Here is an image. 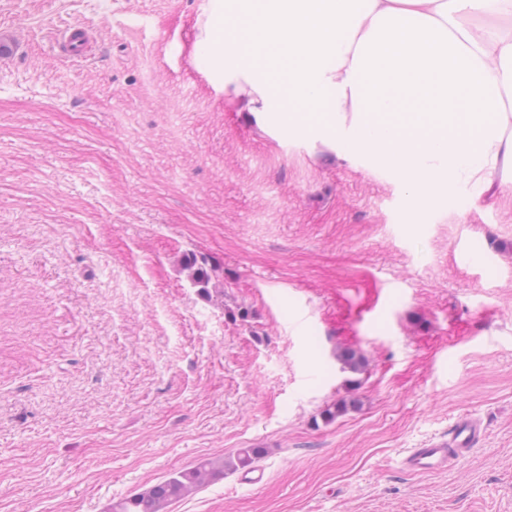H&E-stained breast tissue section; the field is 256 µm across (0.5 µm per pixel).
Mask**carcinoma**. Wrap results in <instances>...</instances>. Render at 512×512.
<instances>
[{"instance_id":"carcinoma-1","label":"carcinoma","mask_w":512,"mask_h":512,"mask_svg":"<svg viewBox=\"0 0 512 512\" xmlns=\"http://www.w3.org/2000/svg\"><path fill=\"white\" fill-rule=\"evenodd\" d=\"M184 270L188 272L193 285L201 288L204 293L208 292L212 275L204 262L195 255H189L184 259ZM336 359L342 365V369L351 373L359 374L365 371L366 359L356 350L339 352L336 354ZM261 455L259 448H242L234 458L228 461L204 459L191 469L179 471L142 492L112 503L111 512H167L173 502L224 475V471L248 468Z\"/></svg>"}]
</instances>
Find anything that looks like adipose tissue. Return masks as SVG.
<instances>
[{
    "label": "adipose tissue",
    "mask_w": 512,
    "mask_h": 512,
    "mask_svg": "<svg viewBox=\"0 0 512 512\" xmlns=\"http://www.w3.org/2000/svg\"><path fill=\"white\" fill-rule=\"evenodd\" d=\"M197 25L229 98L396 172L415 214L512 174V0H209Z\"/></svg>",
    "instance_id": "adipose-tissue-1"
}]
</instances>
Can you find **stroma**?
<instances>
[{
	"label": "stroma",
	"mask_w": 512,
	"mask_h": 512,
	"mask_svg": "<svg viewBox=\"0 0 512 512\" xmlns=\"http://www.w3.org/2000/svg\"><path fill=\"white\" fill-rule=\"evenodd\" d=\"M204 4L0 0V512H108L242 448L262 486L169 512H512V183L414 220L391 171L225 97ZM461 416L472 453L399 466ZM57 45L73 56H84L87 52L88 41L81 28L70 26L60 34ZM184 270L188 272V277L193 285L201 288L202 292L209 293L208 286L211 283L212 275L211 270L203 261H199L195 255H188L184 259Z\"/></svg>",
	"instance_id": "obj_1"
}]
</instances>
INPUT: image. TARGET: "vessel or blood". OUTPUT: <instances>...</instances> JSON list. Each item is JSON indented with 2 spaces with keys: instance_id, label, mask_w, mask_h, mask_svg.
I'll use <instances>...</instances> for the list:
<instances>
[{
  "instance_id": "1",
  "label": "vessel or blood",
  "mask_w": 512,
  "mask_h": 512,
  "mask_svg": "<svg viewBox=\"0 0 512 512\" xmlns=\"http://www.w3.org/2000/svg\"><path fill=\"white\" fill-rule=\"evenodd\" d=\"M57 44L71 55L82 56L87 51L88 41L81 28L72 26L60 34ZM480 433L481 427L475 420L459 417L447 437L431 441L423 448L407 449L401 459V467L412 474L447 470L452 461L471 453Z\"/></svg>"
}]
</instances>
